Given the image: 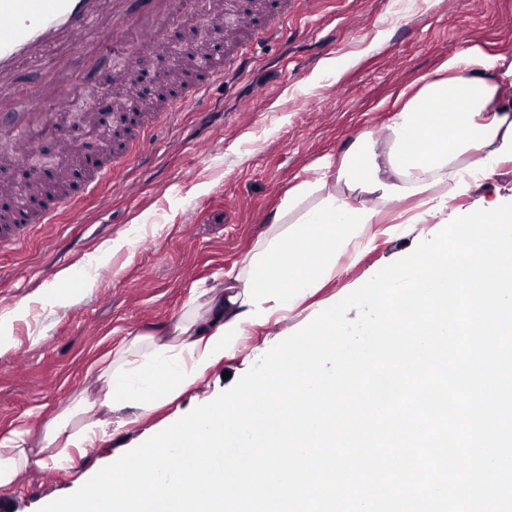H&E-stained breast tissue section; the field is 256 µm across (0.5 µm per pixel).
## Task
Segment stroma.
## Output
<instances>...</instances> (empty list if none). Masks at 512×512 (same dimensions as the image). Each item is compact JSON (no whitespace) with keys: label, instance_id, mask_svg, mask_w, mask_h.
Here are the masks:
<instances>
[{"label":"stroma","instance_id":"stroma-1","mask_svg":"<svg viewBox=\"0 0 512 512\" xmlns=\"http://www.w3.org/2000/svg\"><path fill=\"white\" fill-rule=\"evenodd\" d=\"M470 45L512 60V0H486L479 13L472 0H302L280 40L251 49L207 100L148 137L112 184L79 200L80 215L61 212L37 225L23 248H0V314L30 307L13 325L15 348L0 355V436L24 419L30 446L39 447L45 421L91 388L93 359L179 316L196 289L240 265L288 189L319 177L320 159L340 157L364 130L385 150L398 95ZM102 129H86L89 147L78 159L63 154L60 140L40 141L57 161L43 181H78L82 165L100 154ZM421 231L411 225L381 239L287 318L250 330L194 388L114 431L74 469L23 471L0 489V512H39L75 492L111 458L230 388L310 323L322 300L344 298L350 284L412 252ZM124 235L129 248L104 252Z\"/></svg>","mask_w":512,"mask_h":512}]
</instances>
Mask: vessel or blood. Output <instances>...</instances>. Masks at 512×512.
Here are the masks:
<instances>
[{
  "instance_id": "vessel-or-blood-1",
  "label": "vessel or blood",
  "mask_w": 512,
  "mask_h": 512,
  "mask_svg": "<svg viewBox=\"0 0 512 512\" xmlns=\"http://www.w3.org/2000/svg\"><path fill=\"white\" fill-rule=\"evenodd\" d=\"M295 3L274 0L258 21L239 15L230 33L248 32L258 41L281 35ZM221 5L222 0H0V136L12 137L18 149L14 163L25 164L28 143L59 130L88 98L92 84L111 85L115 65L152 56L161 32L177 26L187 14L212 22ZM195 61L196 72L185 83H170L165 69L157 68L158 82L166 87L164 103L138 113L136 125L147 132L158 130L223 82V52L206 50ZM22 69L36 74L37 82L21 86L17 74ZM117 163L109 154L97 158L85 169L79 191L110 181ZM70 202L65 192L10 210L8 223L0 225V245L24 244L29 225L51 223Z\"/></svg>"
}]
</instances>
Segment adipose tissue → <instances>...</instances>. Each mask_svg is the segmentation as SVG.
<instances>
[{"instance_id": "ef3b65f1", "label": "adipose tissue", "mask_w": 512, "mask_h": 512, "mask_svg": "<svg viewBox=\"0 0 512 512\" xmlns=\"http://www.w3.org/2000/svg\"><path fill=\"white\" fill-rule=\"evenodd\" d=\"M512 62L465 47L440 75L398 107L390 147L378 156L361 132L321 175L288 190L243 264L195 292L186 310L160 329L123 337L89 368L94 388L80 391L29 447L20 425L0 437V487L30 466L68 469L113 428L136 422L193 387L254 326L279 321L307 291L335 278L343 254L359 258L380 236L384 208L414 199L410 224L441 217L449 199L512 163ZM345 192H337V184ZM373 205L359 203V196Z\"/></svg>"}]
</instances>
